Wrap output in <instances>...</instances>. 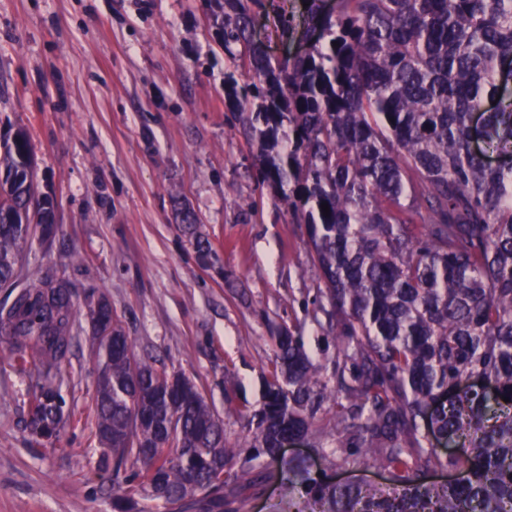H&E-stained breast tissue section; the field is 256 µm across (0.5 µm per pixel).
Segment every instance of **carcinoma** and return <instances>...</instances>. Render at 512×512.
Returning a JSON list of instances; mask_svg holds the SVG:
<instances>
[{
	"instance_id": "obj_1",
	"label": "carcinoma",
	"mask_w": 512,
	"mask_h": 512,
	"mask_svg": "<svg viewBox=\"0 0 512 512\" xmlns=\"http://www.w3.org/2000/svg\"><path fill=\"white\" fill-rule=\"evenodd\" d=\"M235 54L228 99L256 147L258 181L306 225L335 359L316 363L282 327L263 401L219 416L194 382L140 357L119 325L94 352L98 469L116 512H246V488L275 480L273 512H512V0H339L310 9L306 50L272 60L252 39L248 0H208ZM27 134L0 146V359L37 373L26 429L60 435L55 383L80 309L53 265L25 275L33 235L58 232L39 209ZM326 203L329 213L323 214ZM101 305L96 323L112 321ZM508 401H503V398ZM245 420L230 437L224 419ZM314 441L331 468L377 465L387 483L336 484L279 456ZM441 437L461 449L443 454ZM437 469L464 478L427 480Z\"/></svg>"
}]
</instances>
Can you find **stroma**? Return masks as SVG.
I'll return each instance as SVG.
<instances>
[{
  "label": "stroma",
  "instance_id": "stroma-1",
  "mask_svg": "<svg viewBox=\"0 0 512 512\" xmlns=\"http://www.w3.org/2000/svg\"><path fill=\"white\" fill-rule=\"evenodd\" d=\"M251 12L271 59L301 49L304 0ZM232 68L202 0H0V144L27 130L60 224L52 245L32 240L26 263L56 266L77 295L102 293L137 352L189 377L219 413L261 404L271 326L301 325L316 362L336 355L314 320L307 229L258 186L225 92ZM184 205L209 263L179 220ZM80 326L62 372L75 421L57 441L32 442V381L0 362V512H112L117 488L89 417L91 327ZM284 457L334 481H383L376 467L326 470L308 444Z\"/></svg>",
  "mask_w": 512,
  "mask_h": 512
}]
</instances>
